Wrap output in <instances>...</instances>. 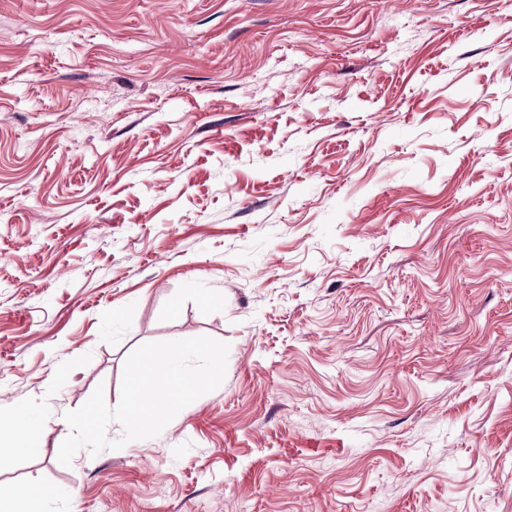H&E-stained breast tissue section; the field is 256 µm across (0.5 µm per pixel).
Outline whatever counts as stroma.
I'll list each match as a JSON object with an SVG mask.
<instances>
[{"instance_id": "obj_1", "label": "stroma", "mask_w": 512, "mask_h": 512, "mask_svg": "<svg viewBox=\"0 0 512 512\" xmlns=\"http://www.w3.org/2000/svg\"><path fill=\"white\" fill-rule=\"evenodd\" d=\"M198 336L217 390L59 463ZM19 411L37 512H512V0H0Z\"/></svg>"}]
</instances>
